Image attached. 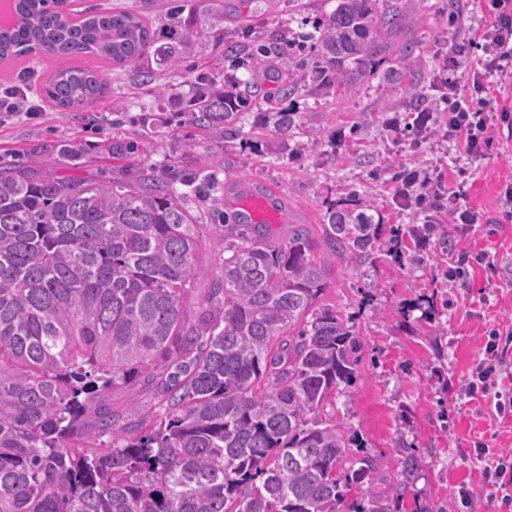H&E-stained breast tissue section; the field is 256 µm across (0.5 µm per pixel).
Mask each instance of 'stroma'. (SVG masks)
Instances as JSON below:
<instances>
[{"label":"stroma","mask_w":512,"mask_h":512,"mask_svg":"<svg viewBox=\"0 0 512 512\" xmlns=\"http://www.w3.org/2000/svg\"><path fill=\"white\" fill-rule=\"evenodd\" d=\"M223 6L225 33L210 38L204 67L231 68L225 38L234 37L238 25L254 27L253 67L236 74L258 86L272 111L293 112L289 137L247 125L233 143L217 144L179 123L174 111H156V86L114 66L101 106L62 112L38 101L34 115L1 122L0 159H27L46 142L134 136L136 154L117 165L96 160L82 176L132 175L174 161L191 170L210 159L221 184L213 199L192 203L202 223H217L223 199L253 186L285 216L272 227L283 236L292 224L320 232L335 204L367 209L384 225L385 246L330 267L324 301L342 310L359 336L361 362L325 413L343 422L358 453L391 462L390 481H397L406 454L418 458V476L393 503L394 512H512L483 493V464L476 458L480 448L512 453V426L499 423L494 396L473 401L465 393L490 333H500L512 364V218L499 205L512 182V87L496 92L509 115L478 161L459 157L440 134L407 125L415 108L439 100L449 85L469 95L467 70L449 68L448 58L476 39L490 19V0H402L399 24L369 74L286 100L265 79L267 67L282 58L270 37L289 32L299 57L315 63L313 21L331 13L336 0H223ZM148 115L154 128L142 125ZM398 163L464 168L467 202L479 223L442 224L426 244L411 237L409 228L423 219L393 200L389 180Z\"/></svg>","instance_id":"obj_1"}]
</instances>
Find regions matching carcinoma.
I'll use <instances>...</instances> for the list:
<instances>
[{"label":"carcinoma","instance_id":"obj_1","mask_svg":"<svg viewBox=\"0 0 512 512\" xmlns=\"http://www.w3.org/2000/svg\"><path fill=\"white\" fill-rule=\"evenodd\" d=\"M19 22L0 30V63L53 60L39 83L52 107L84 110L104 99L109 70L97 58L158 70L150 85L208 40L190 0H170L166 22L126 10H77L73 0H15ZM400 9L390 0H337L314 28L321 83L370 70ZM245 32L224 52L249 61ZM281 63L293 94L306 66ZM187 97L158 88V111L179 105L185 122L218 144L253 126L288 134L289 112H267L234 75L201 71ZM136 140L39 144L53 167L0 163V512H342L353 489L368 512H388L383 463L350 456L342 423L321 409L353 381L361 343L342 312L321 302L329 264L382 249L381 224L363 210L328 209L322 236L288 225L200 224L190 196L210 198L218 171L170 164L134 179L65 174L100 158L121 161ZM221 248L220 274L187 317L205 234ZM146 381L157 402L115 414L114 389ZM405 458L396 497L417 471Z\"/></svg>","mask_w":512,"mask_h":512}]
</instances>
